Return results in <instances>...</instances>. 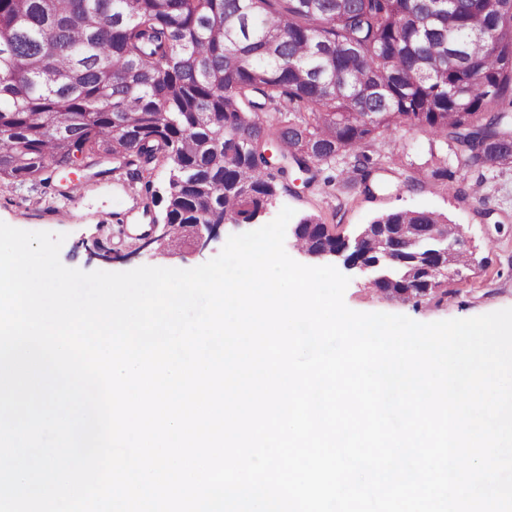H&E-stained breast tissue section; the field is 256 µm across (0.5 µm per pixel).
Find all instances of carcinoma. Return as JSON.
<instances>
[{
  "instance_id": "1",
  "label": "carcinoma",
  "mask_w": 512,
  "mask_h": 512,
  "mask_svg": "<svg viewBox=\"0 0 512 512\" xmlns=\"http://www.w3.org/2000/svg\"><path fill=\"white\" fill-rule=\"evenodd\" d=\"M427 126L466 166L512 169V0H0V184L112 157L172 165L163 223L252 224L297 170ZM298 238L342 235L315 216ZM415 243L387 296L421 299L451 239L444 216L402 210ZM376 263L373 244L348 253Z\"/></svg>"
}]
</instances>
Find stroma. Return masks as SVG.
Masks as SVG:
<instances>
[{
	"mask_svg": "<svg viewBox=\"0 0 512 512\" xmlns=\"http://www.w3.org/2000/svg\"><path fill=\"white\" fill-rule=\"evenodd\" d=\"M373 171L368 183L347 184L346 164L324 169V181L303 186L288 180L279 187L259 225L274 220L282 208L297 216L314 214L352 235L374 217L391 211L426 210L447 217L462 229L475 263L450 280L446 293L407 301L388 297L357 273H350L344 302L358 312L407 316L421 323L469 318L512 308V170L489 173L458 165L445 140L429 128L401 126L378 138L369 150ZM455 165L448 182L433 177L439 166ZM169 168L129 173L120 169L96 175L86 168L63 180L51 177L0 186V221L27 231L60 233V260L86 272H123L140 266L190 269L216 257L229 236L248 225H222L206 245L181 239L167 246L150 242L153 217L165 208Z\"/></svg>",
	"mask_w": 512,
	"mask_h": 512,
	"instance_id": "stroma-1",
	"label": "stroma"
}]
</instances>
